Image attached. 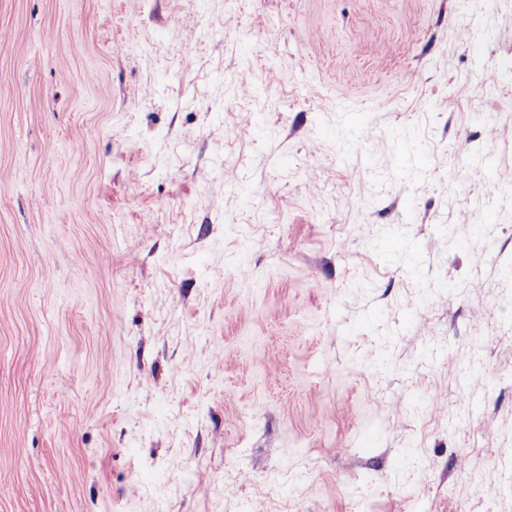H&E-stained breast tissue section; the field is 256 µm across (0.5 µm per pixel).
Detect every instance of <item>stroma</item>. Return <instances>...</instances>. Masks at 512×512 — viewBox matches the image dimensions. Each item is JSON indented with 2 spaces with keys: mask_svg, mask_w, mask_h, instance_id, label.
<instances>
[{
  "mask_svg": "<svg viewBox=\"0 0 512 512\" xmlns=\"http://www.w3.org/2000/svg\"><path fill=\"white\" fill-rule=\"evenodd\" d=\"M0 512H512V0H0Z\"/></svg>",
  "mask_w": 512,
  "mask_h": 512,
  "instance_id": "1",
  "label": "stroma"
}]
</instances>
